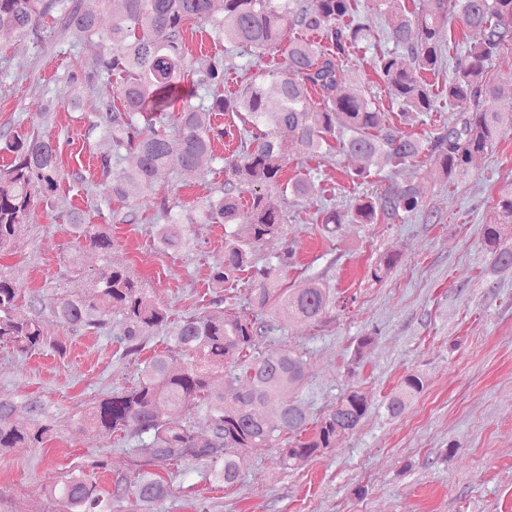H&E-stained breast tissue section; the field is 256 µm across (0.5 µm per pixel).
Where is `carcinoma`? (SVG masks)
<instances>
[{
    "mask_svg": "<svg viewBox=\"0 0 512 512\" xmlns=\"http://www.w3.org/2000/svg\"><path fill=\"white\" fill-rule=\"evenodd\" d=\"M65 28L79 40L95 37L101 51L88 71L69 75L109 83L120 78L116 91L104 98L92 128L112 143V151L97 156L110 178V200L126 204L116 215L121 224L141 222L128 204L129 189H152L159 174L177 155L181 169L192 174L205 157L224 163V183L187 210L173 211L161 201L164 223L155 225L161 249L177 251L186 242L189 224L224 225V257L211 271V288L229 290L243 272L250 273V308H224L189 315L177 322L129 272L114 268L91 281L88 291L65 297L56 316L71 329H99L107 317L120 316L124 355L136 356L147 337L162 333L165 349L144 361L136 384L94 402L80 426L98 434L133 430L146 436L154 449V465L168 467L192 460L205 464V477L235 483L241 458L276 448L279 463L296 469L336 447V440L355 430L369 413L371 398L351 390L315 422L297 401L307 376L304 355L282 349L253 353L258 337L270 329L264 316L269 307L291 322L316 323L327 313L330 294L318 280L298 291L280 285V272L294 264L289 247L274 260L256 264L254 247L285 234L286 213L270 203V190L307 198L316 194L310 173L283 178L288 147L275 134L287 128L299 153L325 157L333 150L354 155L364 165L350 174L355 185L387 167L413 163L426 153L440 159L442 178L452 184L467 175L476 161L493 150L504 125L512 127V97L504 112H485L480 100L499 94L489 69L501 50L512 47V0H370V11L350 23L345 19L357 0H112V27L103 32L97 17L84 12L79 0H62ZM47 12L43 0H0V29L39 38ZM385 17V36L392 48L377 54L375 73L391 107L384 108L370 90L347 89L344 72L352 68L355 50L375 38L372 13ZM458 18L478 39L465 43L448 85L441 93L457 112L454 122L424 140L405 130L417 114L434 111L432 84L422 78L442 70L441 31ZM237 47L280 54V66L258 74L230 95L224 94V62L211 59L206 69L187 65L186 35L199 25ZM275 79L278 97L264 91L265 77ZM241 119L237 147L227 156L214 144L231 130L207 123L204 115ZM10 161L0 167V250L21 234L29 213L40 203L51 205L64 178L56 144L35 133L0 130V152ZM128 156L129 167L121 166ZM250 194L246 217L240 216L242 195ZM427 208L411 182L388 181L381 189L355 198L346 215L325 211L324 230L336 233L343 224H399ZM496 218L482 226V239L494 265L512 269V181L498 191ZM72 243L83 244L106 257L112 249L107 224H92L84 211L67 212ZM398 257L379 255L370 269L374 282L392 271ZM13 281L0 275V344L28 354L48 344L34 303L18 302ZM183 358L172 371L175 356ZM234 377L241 387L232 395L216 380ZM427 386L426 378L408 374L389 397L387 410L397 417ZM28 421L16 420V404L0 399V449L29 448L50 437L45 407L29 400ZM203 410L210 435L201 443L193 429L169 416ZM148 503H160L169 487L147 471L131 481L118 478L107 492L85 474L72 475L48 489L65 512H109V500L129 491Z\"/></svg>",
    "mask_w": 512,
    "mask_h": 512,
    "instance_id": "obj_1",
    "label": "carcinoma"
}]
</instances>
